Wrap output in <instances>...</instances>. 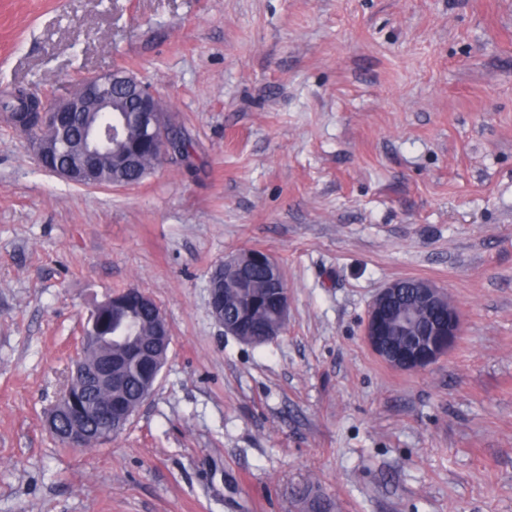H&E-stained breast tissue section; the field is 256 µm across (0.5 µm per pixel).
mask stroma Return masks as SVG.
I'll return each instance as SVG.
<instances>
[{
  "label": "stroma",
  "mask_w": 512,
  "mask_h": 512,
  "mask_svg": "<svg viewBox=\"0 0 512 512\" xmlns=\"http://www.w3.org/2000/svg\"><path fill=\"white\" fill-rule=\"evenodd\" d=\"M124 66L195 167L86 188L0 122V512H512V0H0V96ZM282 265L284 332L208 308L237 251ZM415 277L463 318L399 371L369 303ZM136 287L172 345L134 422L92 449L40 420L94 307ZM394 281L380 288L369 305L364 325V339L368 348L386 365L401 371L422 370L445 356L462 332V322L457 307L450 301L443 288L434 284L422 287V303L425 306L443 304L447 307L448 321L439 329L438 336H447L442 343L430 345L413 355H393L381 349V338L387 336L386 307L394 291ZM291 495L302 505L304 512H332V501L323 495L318 485L306 482L293 489Z\"/></svg>",
  "instance_id": "1"
}]
</instances>
